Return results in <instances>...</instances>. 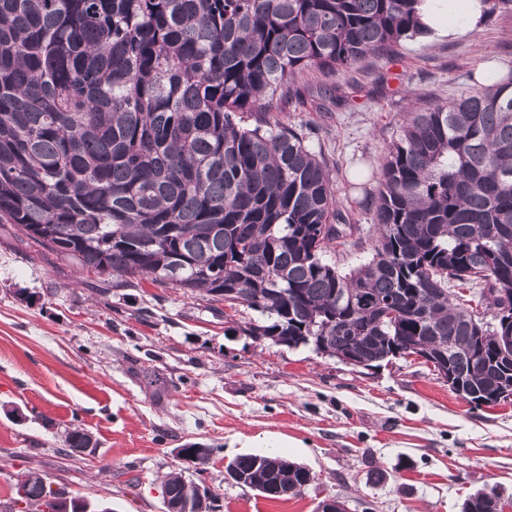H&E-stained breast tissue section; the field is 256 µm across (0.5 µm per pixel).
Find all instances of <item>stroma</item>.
I'll list each match as a JSON object with an SVG mask.
<instances>
[{
    "mask_svg": "<svg viewBox=\"0 0 512 512\" xmlns=\"http://www.w3.org/2000/svg\"><path fill=\"white\" fill-rule=\"evenodd\" d=\"M482 63L512 69V13L468 39L418 37L292 83L280 118L325 160L339 208L364 231L337 251L339 268L370 251L376 171L404 114L477 88ZM101 281L0 232V512L32 471L93 512H166L160 486L177 471L220 512H317L330 498L347 512H461L490 488L512 501V403L474 409L421 361L353 368L246 336L252 310L146 278L103 294ZM72 425L95 436L92 455L62 454ZM194 443L213 448L206 465L178 457ZM269 451L311 471L301 495L272 500L227 479L236 456Z\"/></svg>",
    "mask_w": 512,
    "mask_h": 512,
    "instance_id": "1",
    "label": "stroma"
}]
</instances>
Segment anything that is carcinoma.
Here are the masks:
<instances>
[{"label": "carcinoma", "mask_w": 512, "mask_h": 512, "mask_svg": "<svg viewBox=\"0 0 512 512\" xmlns=\"http://www.w3.org/2000/svg\"><path fill=\"white\" fill-rule=\"evenodd\" d=\"M416 0H0V230L135 287L155 283L260 314L243 332L288 348L444 357L473 407L512 385V350L448 277L512 294V78L411 112L380 165L370 255L327 261L331 170L284 111L291 80L420 35ZM390 310L394 320L381 319ZM70 449L94 447L79 427ZM213 449L181 448L206 464ZM269 499L310 470L274 454L226 467ZM195 482L178 472L162 494ZM480 490L462 512H495ZM41 474L14 512H59Z\"/></svg>", "instance_id": "cac0c4a2"}]
</instances>
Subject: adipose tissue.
Instances as JSON below:
<instances>
[{"instance_id":"1","label":"adipose tissue","mask_w":512,"mask_h":512,"mask_svg":"<svg viewBox=\"0 0 512 512\" xmlns=\"http://www.w3.org/2000/svg\"><path fill=\"white\" fill-rule=\"evenodd\" d=\"M488 8L486 0H418L421 29L434 40L455 41L478 31Z\"/></svg>"}]
</instances>
